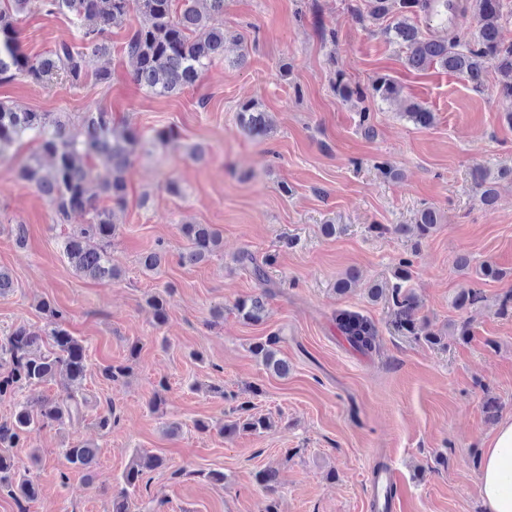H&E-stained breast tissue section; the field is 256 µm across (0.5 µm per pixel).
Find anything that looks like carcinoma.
<instances>
[{
  "instance_id": "obj_1",
  "label": "carcinoma",
  "mask_w": 512,
  "mask_h": 512,
  "mask_svg": "<svg viewBox=\"0 0 512 512\" xmlns=\"http://www.w3.org/2000/svg\"><path fill=\"white\" fill-rule=\"evenodd\" d=\"M225 0H7L0 7V82L18 77L36 82L56 75L77 85L92 75L107 84L111 72L105 68L90 71L92 62L110 54L109 31L114 26L136 20L131 26L123 51L133 61L132 80L147 93L169 97L195 85L202 74L224 57ZM47 15L70 18L78 43L61 41L43 58L32 60L23 50L17 28L20 18L32 9ZM368 15L375 21L390 13L396 17L384 27L389 40L406 50V63L413 69L437 64L448 73L464 78L475 91L485 85V75L492 68L498 75L499 97L512 102V41L503 40L499 20L507 8L504 0H458L456 9L461 19L478 23L471 39L463 40L453 32L439 37L425 34L419 16L448 24V0H368ZM343 100L381 101L396 99L401 86L387 75H378L366 86L351 84L341 72L333 83ZM403 116L419 127L434 124V113L411 103ZM236 119L239 127L251 137H262L268 131L266 114L259 105L246 101L239 105ZM39 139L38 151L28 156L19 169V178L44 195L60 222L74 212L88 215L61 240V252L74 272L93 281L105 283L119 278L112 267L109 248L116 233V211L126 204V174L133 158L152 143L179 145L180 136L172 128L153 134L141 133L124 125L103 109L72 115L66 112H37L0 101V160L23 139ZM48 158L44 164L42 158ZM95 184L99 195L89 193ZM112 206H101L98 196ZM438 224L436 210L421 208L415 218L417 237L424 239ZM181 232L189 242L179 254V263L194 266L207 260L220 247L219 232L209 224H183ZM167 261L163 246L145 253L140 265L146 272L156 273ZM410 261L403 259L395 271V282L389 287L396 308L398 328L412 336H422L431 344L441 343L439 334L417 323L413 317L415 297L404 289L409 278ZM266 292L240 297L234 304L238 316L246 323H260L266 311ZM154 324L167 320L166 301L159 293L146 299ZM46 318L43 333L17 327L0 336V398L12 397L20 390L66 373L77 381L85 376L86 350L82 342L65 326L64 311L44 302L40 306ZM336 329L347 343L360 351L375 347L377 331L364 317L341 311L336 315ZM279 335L272 334L252 347L253 354L265 368L279 377L288 375V362L277 357L275 346ZM88 399L75 391L56 399L25 400L16 404L9 421L0 422V488L19 500H33L40 489L33 480L22 476L8 448L31 443L42 430L61 428L85 417ZM235 419L224 424L226 434L239 430L257 431L269 427V418L253 413V405L244 401L233 409ZM99 446L76 440L64 449L71 466L88 470L95 463ZM163 466V460L149 456L135 462L122 476V487L112 499V512H134L131 492L139 485L144 470Z\"/></svg>"
}]
</instances>
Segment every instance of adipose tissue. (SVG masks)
<instances>
[{"label": "adipose tissue", "mask_w": 512, "mask_h": 512, "mask_svg": "<svg viewBox=\"0 0 512 512\" xmlns=\"http://www.w3.org/2000/svg\"><path fill=\"white\" fill-rule=\"evenodd\" d=\"M480 494L487 512H512V417L503 420L481 462Z\"/></svg>", "instance_id": "ef3b65f1"}]
</instances>
